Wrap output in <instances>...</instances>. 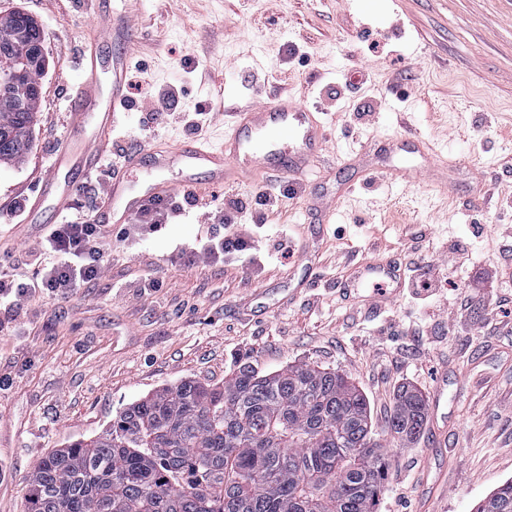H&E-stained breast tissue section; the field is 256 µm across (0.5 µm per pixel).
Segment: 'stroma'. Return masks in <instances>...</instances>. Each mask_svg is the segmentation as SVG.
I'll use <instances>...</instances> for the list:
<instances>
[{
	"instance_id": "1",
	"label": "stroma",
	"mask_w": 512,
	"mask_h": 512,
	"mask_svg": "<svg viewBox=\"0 0 512 512\" xmlns=\"http://www.w3.org/2000/svg\"><path fill=\"white\" fill-rule=\"evenodd\" d=\"M16 9L43 28L50 62L31 147L0 166V220L23 224L68 131L89 11L85 0H0V13ZM126 51L143 86L183 90L186 112L288 92L327 144L267 218L296 226L292 257L170 265L176 244L201 235L181 216L139 246L165 294L140 293L131 256L84 294L0 327V512H25L28 478L52 450L159 389L223 385L244 357L265 373L303 362L358 385L393 457L378 512H473L512 480V328L493 314L502 303L512 318V265L498 252L499 225H512V0H140ZM129 100L118 145L186 142ZM403 129L437 151L447 185L367 176L361 155ZM363 258L405 270L431 259L444 282L425 300L339 293ZM402 385L440 400L410 443L383 432Z\"/></svg>"
}]
</instances>
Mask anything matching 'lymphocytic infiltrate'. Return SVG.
Here are the masks:
<instances>
[{"mask_svg": "<svg viewBox=\"0 0 512 512\" xmlns=\"http://www.w3.org/2000/svg\"><path fill=\"white\" fill-rule=\"evenodd\" d=\"M190 209L198 210L202 223L207 224V240L200 245L179 246L177 259L240 267L253 262L261 251L266 241L263 221L241 223L240 200L232 197L223 203L217 193L204 189L186 198L159 200L114 230L97 223L95 208L84 206L74 210L67 223L47 225L33 249L32 268L0 262V307L12 316H24L28 313L24 300L77 294L101 279L107 265L106 246L127 252L130 243L162 233L171 219Z\"/></svg>", "mask_w": 512, "mask_h": 512, "instance_id": "lymphocytic-infiltrate-1", "label": "lymphocytic infiltrate"}]
</instances>
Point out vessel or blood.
<instances>
[{"label": "vessel or blood", "mask_w": 512, "mask_h": 512, "mask_svg": "<svg viewBox=\"0 0 512 512\" xmlns=\"http://www.w3.org/2000/svg\"><path fill=\"white\" fill-rule=\"evenodd\" d=\"M129 2L120 0L116 10L102 7L91 17L93 32L83 47L69 131L39 182L31 212L47 207L54 216H63L72 207L76 189L96 176L105 192L97 221L117 226L129 223L151 203L201 183L224 188L261 172L272 178L304 175L312 158L325 148L327 135L307 107L285 94L269 103L236 108L221 145H130L121 151L120 167L104 169L112 133L127 107L128 58L103 54L100 45L127 41ZM393 276L390 262L369 260L355 268L346 286L356 288L368 279Z\"/></svg>", "instance_id": "obj_1"}]
</instances>
